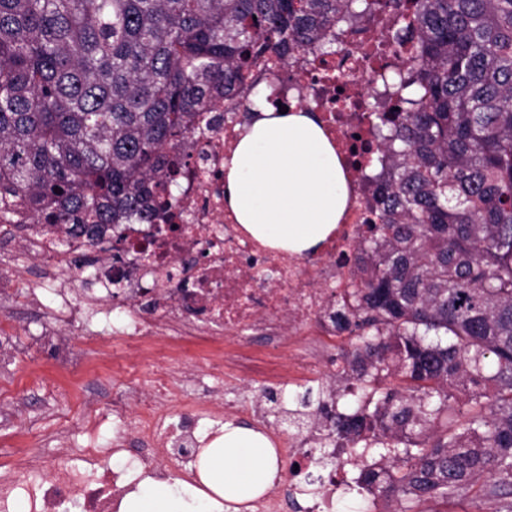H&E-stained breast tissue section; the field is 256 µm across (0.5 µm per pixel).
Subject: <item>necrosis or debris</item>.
I'll return each instance as SVG.
<instances>
[{
	"instance_id": "4bbe7bcc",
	"label": "necrosis or debris",
	"mask_w": 512,
	"mask_h": 512,
	"mask_svg": "<svg viewBox=\"0 0 512 512\" xmlns=\"http://www.w3.org/2000/svg\"><path fill=\"white\" fill-rule=\"evenodd\" d=\"M399 21L388 14L372 23L339 20L331 31L340 51L318 61L310 52L281 54L276 69L259 65L250 80L272 81L274 108L296 105L316 113L336 146L349 182L347 210L316 254H289L253 239L224 205V161L243 125L257 113L249 88L223 100L189 143L191 174L176 191V204L149 224H119L97 239L38 223L25 246L54 259L64 269L70 257L97 250L94 283L101 312L112 333L141 340L144 353L158 361L147 385L129 387L110 413L117 425L103 446L71 449L58 441L52 456H20L0 471V512H14L24 498L28 512H120L133 487L135 466L115 468L111 458L127 450L123 422L138 406L137 433L155 446L151 474L170 478L171 467L194 480L196 451L202 445L208 408L187 392L186 377L173 366L178 357L160 347L157 337L186 346L200 339L264 336L287 354L299 373L318 362L325 337L337 335L334 315L356 268L371 210L377 174L368 163L376 147L367 112L370 104L388 106L381 82L383 67L404 65L417 42L394 35ZM310 337L299 347V337ZM181 400L179 424H170L172 397Z\"/></svg>"
}]
</instances>
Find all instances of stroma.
<instances>
[{"label": "stroma", "instance_id": "stroma-1", "mask_svg": "<svg viewBox=\"0 0 512 512\" xmlns=\"http://www.w3.org/2000/svg\"><path fill=\"white\" fill-rule=\"evenodd\" d=\"M24 234L0 233V253L5 254L10 279L28 283L41 278L36 302L25 292L0 298V323L10 332V349L0 356V468L20 453H46L53 436L68 433L71 447H81L84 435L78 423L88 409L107 413L112 400L121 396L130 381L147 378L153 369L128 337H116L110 325L97 321L61 327L51 313L60 304L53 281L43 279L45 263L21 249ZM98 344L106 363L104 371L92 374L86 367L58 364L56 351L80 357L88 344ZM208 342L193 346L179 364L192 374L200 404L222 395L234 410L228 419L248 423L264 431L275 447L288 448L300 440L289 424L286 409L297 406L306 388L326 384L331 374L328 361H321L309 375L293 373L287 359L267 355L261 342H246L234 349L238 370L216 374L203 363Z\"/></svg>", "mask_w": 512, "mask_h": 512}]
</instances>
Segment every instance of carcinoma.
I'll list each match as a JSON object with an SVG mask.
<instances>
[{"label": "carcinoma", "instance_id": "cac0c4a2", "mask_svg": "<svg viewBox=\"0 0 512 512\" xmlns=\"http://www.w3.org/2000/svg\"><path fill=\"white\" fill-rule=\"evenodd\" d=\"M417 30L398 105L372 112L389 167L332 394L291 422L376 448L350 488L394 512L476 491L512 512V0H0V224L151 222L172 204L195 125L286 46L338 52L339 15ZM398 374L400 389H382ZM352 396L357 406L339 411Z\"/></svg>", "mask_w": 512, "mask_h": 512}]
</instances>
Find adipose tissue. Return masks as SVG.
Listing matches in <instances>:
<instances>
[{"label":"adipose tissue","instance_id":"ef3b65f1","mask_svg":"<svg viewBox=\"0 0 512 512\" xmlns=\"http://www.w3.org/2000/svg\"><path fill=\"white\" fill-rule=\"evenodd\" d=\"M224 200L263 245L315 251L340 223L347 177L317 116L299 109L261 113L224 162ZM198 484L142 476L121 512H242L280 478L278 455L261 431L224 424L196 462Z\"/></svg>","mask_w":512,"mask_h":512}]
</instances>
